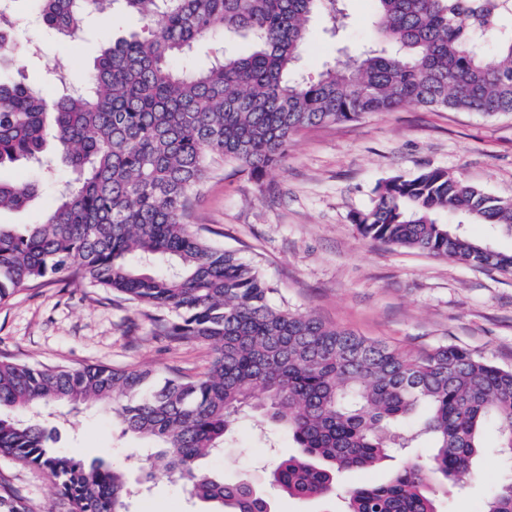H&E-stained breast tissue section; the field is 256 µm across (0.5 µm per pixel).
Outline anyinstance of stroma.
I'll use <instances>...</instances> for the list:
<instances>
[{"instance_id":"obj_1","label":"stroma","mask_w":512,"mask_h":512,"mask_svg":"<svg viewBox=\"0 0 512 512\" xmlns=\"http://www.w3.org/2000/svg\"><path fill=\"white\" fill-rule=\"evenodd\" d=\"M345 7L350 25L341 38L330 37L320 17L311 19L301 75L317 77L327 64L373 41V0H345ZM10 9L27 38L16 67L45 93L53 91L48 69H68L77 79L92 65L102 38L96 25L66 44L41 26L29 0H12ZM433 168L512 199V114L409 104L302 130L289 142L283 163L262 178L233 162L214 164L193 198L188 222L213 244L257 263L292 309L406 349L454 344L512 369V274L385 245L357 231L354 217L372 207L379 183ZM0 178L40 185L27 208L1 212L0 224L36 223L56 200L55 184L43 181L36 167H5ZM212 355L207 344H174L156 335L146 309L64 275L0 304V357L32 366L103 364L148 369L162 379L177 372L200 375ZM50 424L57 448L85 461L107 457L138 478L146 442L122 434L108 411L56 405ZM295 452L285 433L260 434L246 417L224 452L203 467L260 482L276 457ZM474 468L482 477L466 489L437 486L439 512H480L503 472L491 454ZM4 488L28 512L71 510L48 473L0 453ZM205 509L164 478L130 502V512Z\"/></svg>"}]
</instances>
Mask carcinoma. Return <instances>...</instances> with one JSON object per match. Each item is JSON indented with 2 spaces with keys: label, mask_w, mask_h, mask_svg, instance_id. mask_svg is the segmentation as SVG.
<instances>
[{
  "label": "carcinoma",
  "mask_w": 512,
  "mask_h": 512,
  "mask_svg": "<svg viewBox=\"0 0 512 512\" xmlns=\"http://www.w3.org/2000/svg\"><path fill=\"white\" fill-rule=\"evenodd\" d=\"M42 24L69 41L120 5L148 26L105 44L86 81L48 72L56 95L0 72V168L28 160L58 185L54 207L22 231L0 224V303L67 274L155 313L159 335L208 342L200 377L100 364L32 367L0 359V451L46 471L72 512H128L125 475L54 447L40 409L97 402L122 432L155 442L144 481L181 484L215 512H272L260 484L201 470L240 414L288 433L300 453L273 464L268 484L301 500L336 497V473L372 471L422 436L435 452L385 481L343 497V512H438L441 477L475 479L473 461L495 450L512 462V369L457 345L406 350L329 325L272 301L260 268L185 223L193 192L216 161L261 178L300 130L357 120L403 104L486 115L512 113V0H374L378 42L315 79L296 72L311 17L337 37L344 0H35ZM16 19L0 8V58L13 56ZM251 37L237 55L222 45L202 67L205 39ZM53 138L75 174L61 180ZM33 182L0 180V212L26 206ZM355 223L361 236L401 248L512 271V253L448 229V216L512 231V200L441 169L392 177ZM480 512H512V483Z\"/></svg>",
  "instance_id": "1"
}]
</instances>
